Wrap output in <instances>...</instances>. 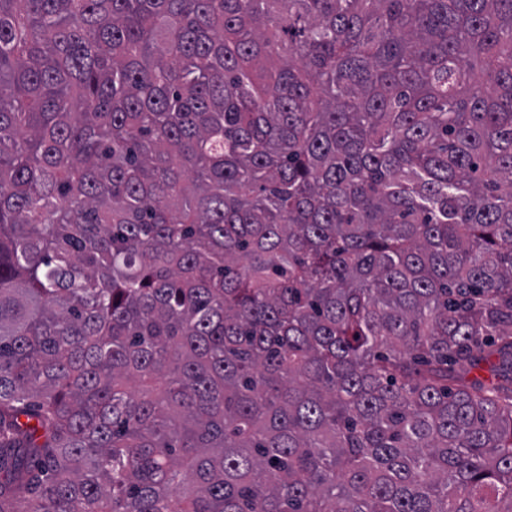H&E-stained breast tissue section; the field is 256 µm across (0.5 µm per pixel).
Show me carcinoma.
<instances>
[{"mask_svg": "<svg viewBox=\"0 0 512 512\" xmlns=\"http://www.w3.org/2000/svg\"><path fill=\"white\" fill-rule=\"evenodd\" d=\"M0 512H512V0H0Z\"/></svg>", "mask_w": 512, "mask_h": 512, "instance_id": "cac0c4a2", "label": "carcinoma"}]
</instances>
